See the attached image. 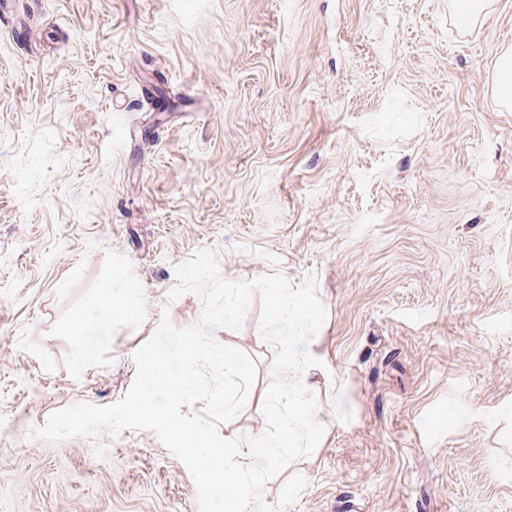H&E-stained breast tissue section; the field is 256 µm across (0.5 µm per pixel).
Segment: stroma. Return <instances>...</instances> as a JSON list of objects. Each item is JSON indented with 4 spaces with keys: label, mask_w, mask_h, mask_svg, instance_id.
<instances>
[{
    "label": "stroma",
    "mask_w": 512,
    "mask_h": 512,
    "mask_svg": "<svg viewBox=\"0 0 512 512\" xmlns=\"http://www.w3.org/2000/svg\"><path fill=\"white\" fill-rule=\"evenodd\" d=\"M31 27L27 42L9 30ZM512 0H17L0 22V512H199L149 430L30 438L119 401L175 268L313 282L324 435L261 491L274 512H512ZM111 289L112 302L102 292ZM252 297L214 337L256 381ZM496 86L499 94L505 97L512 96V52L503 53L496 77Z\"/></svg>",
    "instance_id": "35a3bbf8"
}]
</instances>
